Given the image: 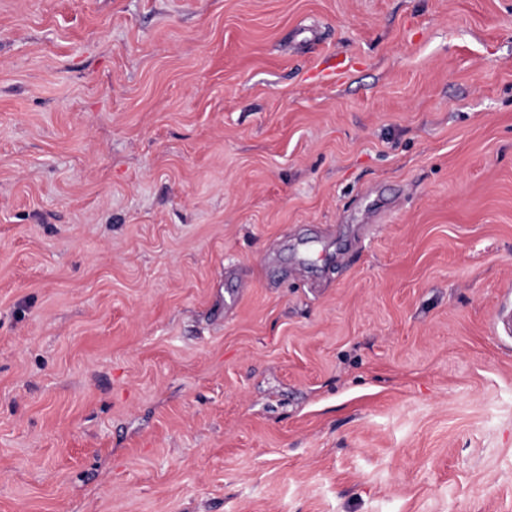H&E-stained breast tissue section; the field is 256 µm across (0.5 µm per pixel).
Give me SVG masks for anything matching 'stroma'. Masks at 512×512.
Returning a JSON list of instances; mask_svg holds the SVG:
<instances>
[{"mask_svg": "<svg viewBox=\"0 0 512 512\" xmlns=\"http://www.w3.org/2000/svg\"><path fill=\"white\" fill-rule=\"evenodd\" d=\"M504 306L512 0H0V512H512Z\"/></svg>", "mask_w": 512, "mask_h": 512, "instance_id": "1", "label": "stroma"}]
</instances>
